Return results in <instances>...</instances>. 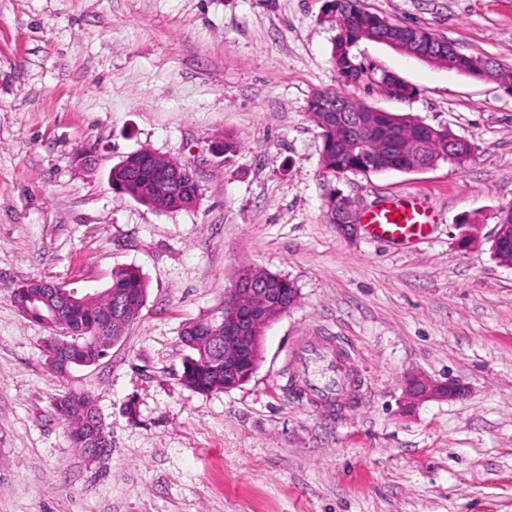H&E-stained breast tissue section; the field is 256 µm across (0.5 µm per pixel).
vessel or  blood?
Listing matches in <instances>:
<instances>
[{"label":"vessel or blood","mask_w":512,"mask_h":512,"mask_svg":"<svg viewBox=\"0 0 512 512\" xmlns=\"http://www.w3.org/2000/svg\"><path fill=\"white\" fill-rule=\"evenodd\" d=\"M369 237L375 241H408L427 234L425 212L411 199H399L382 203L371 212L366 224ZM292 359L321 358L327 360L334 374L330 384L322 383L315 376L294 379L292 385L307 403L329 405L340 399L350 384L344 367V355L340 348L305 345L291 350Z\"/></svg>","instance_id":"b4317fda"}]
</instances>
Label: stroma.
I'll return each mask as SVG.
<instances>
[{"label": "stroma", "mask_w": 512, "mask_h": 512, "mask_svg": "<svg viewBox=\"0 0 512 512\" xmlns=\"http://www.w3.org/2000/svg\"><path fill=\"white\" fill-rule=\"evenodd\" d=\"M462 53L512 69V0H361ZM327 0H0V512H512V269L491 254L512 206V91L373 41L345 86ZM394 73L415 90L389 97ZM338 92L469 140L472 159L420 172L333 175L307 105ZM229 134L235 154L208 145ZM189 162L192 210L115 192L123 156ZM360 215L412 197L427 237H341L332 193ZM148 281L139 317L98 363L67 376L47 330L11 293L38 277L101 291ZM251 267L294 281L240 387L179 381L186 322L220 318ZM329 341L361 396L313 408L286 354ZM419 372L466 388L407 406ZM90 393L112 453L88 463L53 403Z\"/></svg>", "instance_id": "1"}]
</instances>
